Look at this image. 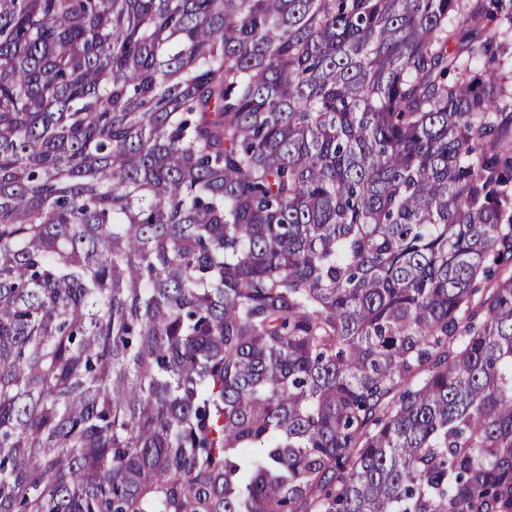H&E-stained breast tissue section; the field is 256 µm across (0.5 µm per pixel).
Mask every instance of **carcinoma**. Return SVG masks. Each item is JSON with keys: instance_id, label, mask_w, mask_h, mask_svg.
I'll use <instances>...</instances> for the list:
<instances>
[{"instance_id": "carcinoma-1", "label": "carcinoma", "mask_w": 512, "mask_h": 512, "mask_svg": "<svg viewBox=\"0 0 512 512\" xmlns=\"http://www.w3.org/2000/svg\"><path fill=\"white\" fill-rule=\"evenodd\" d=\"M511 52L512 0H0V512H512Z\"/></svg>"}]
</instances>
